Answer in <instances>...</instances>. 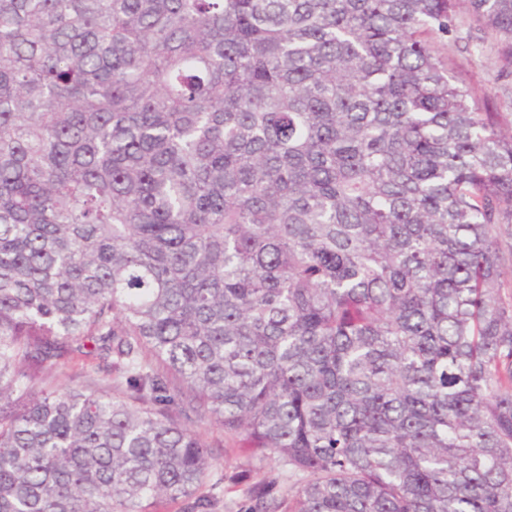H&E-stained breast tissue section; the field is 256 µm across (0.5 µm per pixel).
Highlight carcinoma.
I'll return each instance as SVG.
<instances>
[{"instance_id": "obj_1", "label": "carcinoma", "mask_w": 512, "mask_h": 512, "mask_svg": "<svg viewBox=\"0 0 512 512\" xmlns=\"http://www.w3.org/2000/svg\"><path fill=\"white\" fill-rule=\"evenodd\" d=\"M512 0H0V512H512ZM91 342L126 396L36 391ZM263 512L282 502L251 487ZM438 47L441 56L447 61L449 57L475 89L480 105L494 106L501 112L504 123L510 126L512 68L504 69L492 35L463 11L458 16L455 36L442 39ZM176 419L198 433L218 458L217 469L212 471L203 492L211 500V512H249L255 502L249 488L259 482H273L277 495L283 499V511H288V500L307 479V475L284 466L278 459L267 453L247 448L240 438H227L224 429L211 420L199 419L192 413L186 419L176 405L169 407ZM224 478V479H223Z\"/></svg>"}]
</instances>
